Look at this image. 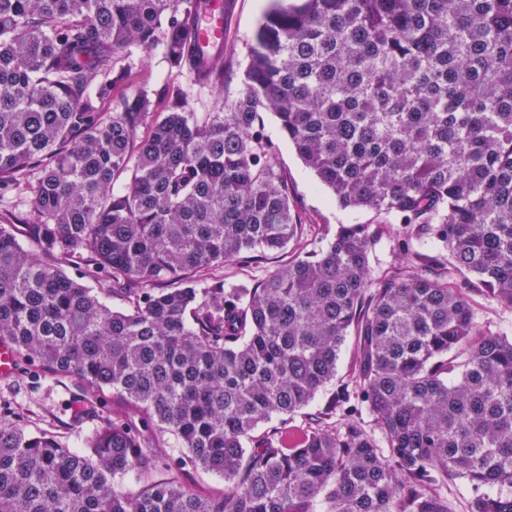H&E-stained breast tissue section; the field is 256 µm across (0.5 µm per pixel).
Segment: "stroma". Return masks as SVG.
Returning <instances> with one entry per match:
<instances>
[{"instance_id":"obj_1","label":"stroma","mask_w":512,"mask_h":512,"mask_svg":"<svg viewBox=\"0 0 512 512\" xmlns=\"http://www.w3.org/2000/svg\"><path fill=\"white\" fill-rule=\"evenodd\" d=\"M269 4L270 0H224L223 89L194 85L186 73L171 68L163 46L158 45L149 51L136 46L124 51V63L132 67L126 92L137 91L145 82L156 86L174 82L188 91L195 111H223L241 87L248 49ZM262 123L275 163L288 185L301 231L287 250L278 254L261 257L245 253L225 262L224 266L213 268L212 276L222 278L228 287L241 284L251 287L262 282L271 272L286 265L293 252L324 250L339 225H377L384 221L383 216L372 211L339 207L297 155L277 118L266 113ZM471 306L480 328L512 336V309L480 293L472 294ZM73 392L70 379L42 373L36 366L27 373L17 372L7 379L0 377V420L19 423L31 431L51 432L64 446L75 447L76 433L70 427V417L76 408Z\"/></svg>"}]
</instances>
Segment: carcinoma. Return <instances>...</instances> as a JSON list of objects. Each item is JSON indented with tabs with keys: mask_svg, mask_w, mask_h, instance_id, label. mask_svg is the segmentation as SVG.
I'll list each match as a JSON object with an SVG mask.
<instances>
[{
	"mask_svg": "<svg viewBox=\"0 0 512 512\" xmlns=\"http://www.w3.org/2000/svg\"><path fill=\"white\" fill-rule=\"evenodd\" d=\"M209 2L0 0V193L36 177L15 218L29 247L0 225V343L126 405L105 420L78 400L80 449L0 423V512H448L452 479L470 512H512V336L468 301L512 308V0H273L224 111H194L175 83L115 94L122 51L159 43L224 88V46L192 25ZM264 112L341 207L444 255L375 277L384 228L343 224L256 287L197 278L298 236ZM71 260L138 285L131 307ZM351 335L347 380L306 412ZM172 467L224 495L155 479ZM82 283L88 288H92L94 293H98L100 296L112 306L115 310H124L130 306V298L128 294L121 292H113L112 289L109 293H105L101 288H108V284L97 279L83 278ZM470 297L474 320L480 328L512 336V309L503 307L485 294L472 293ZM177 478L185 488L200 496L224 495V479L203 470H187L182 474L159 472L157 479ZM441 492L448 497V512H469L470 491L465 481L449 480L448 484L442 486Z\"/></svg>",
	"mask_w": 512,
	"mask_h": 512,
	"instance_id": "cac0c4a2",
	"label": "carcinoma"
}]
</instances>
